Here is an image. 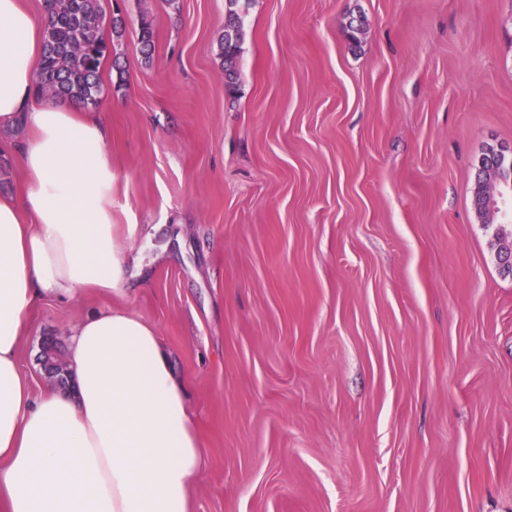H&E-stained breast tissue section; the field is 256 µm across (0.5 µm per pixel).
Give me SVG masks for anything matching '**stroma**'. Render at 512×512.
I'll return each instance as SVG.
<instances>
[{
    "instance_id": "stroma-1",
    "label": "stroma",
    "mask_w": 512,
    "mask_h": 512,
    "mask_svg": "<svg viewBox=\"0 0 512 512\" xmlns=\"http://www.w3.org/2000/svg\"><path fill=\"white\" fill-rule=\"evenodd\" d=\"M100 4L129 288L29 311L33 392L44 339L120 309L185 384L190 512H512V276L473 205L512 0H240L233 98L225 0ZM227 12L224 24V37L221 41V54L224 59V85L231 91L237 85V62L243 42L242 22L238 11L240 0H225Z\"/></svg>"
}]
</instances>
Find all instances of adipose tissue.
I'll list each match as a JSON object with an SVG mask.
<instances>
[{"instance_id": "1", "label": "adipose tissue", "mask_w": 512, "mask_h": 512, "mask_svg": "<svg viewBox=\"0 0 512 512\" xmlns=\"http://www.w3.org/2000/svg\"><path fill=\"white\" fill-rule=\"evenodd\" d=\"M43 21L0 0V129H21L24 181L0 196V512H189L202 452L152 326L117 310L70 333L68 392L33 395L16 351L50 298L118 291L109 131L74 102L33 99Z\"/></svg>"}]
</instances>
